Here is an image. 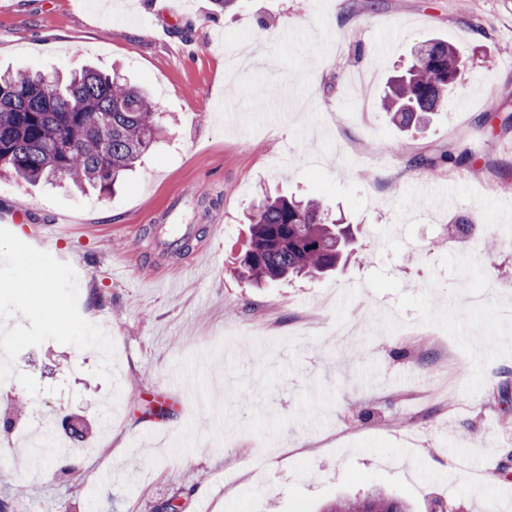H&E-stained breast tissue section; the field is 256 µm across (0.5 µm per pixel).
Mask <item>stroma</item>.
Listing matches in <instances>:
<instances>
[{"label":"stroma","mask_w":512,"mask_h":512,"mask_svg":"<svg viewBox=\"0 0 512 512\" xmlns=\"http://www.w3.org/2000/svg\"><path fill=\"white\" fill-rule=\"evenodd\" d=\"M210 9L0 0V68L113 70L167 119L110 192L0 171V329L17 361L0 444L47 430L81 449L69 465L0 454V500L11 512H317L379 489L415 512H512V124L488 109L512 107V0ZM432 38L470 67L404 133L383 90ZM464 149V164L439 163ZM276 194L319 198L356 226L343 269L266 288L230 274L245 211ZM175 205L194 233L166 253L153 235ZM461 215L470 226L449 235ZM174 367L200 402L150 431Z\"/></svg>","instance_id":"obj_1"}]
</instances>
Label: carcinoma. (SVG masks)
<instances>
[{
	"mask_svg": "<svg viewBox=\"0 0 512 512\" xmlns=\"http://www.w3.org/2000/svg\"><path fill=\"white\" fill-rule=\"evenodd\" d=\"M468 69V58L433 39L388 87L382 106L408 128L438 111ZM161 131L155 103L125 79L92 67L63 79L39 71L0 72V170L28 183H69L108 191L150 150ZM250 237L233 274L261 284L314 277L343 260L352 237L323 222L320 200L266 197L249 214ZM322 512H410L403 499L375 491L338 498Z\"/></svg>",
	"mask_w": 512,
	"mask_h": 512,
	"instance_id": "obj_1",
	"label": "carcinoma"
}]
</instances>
